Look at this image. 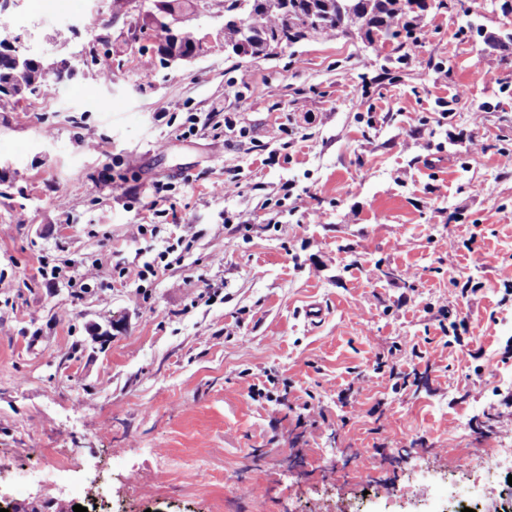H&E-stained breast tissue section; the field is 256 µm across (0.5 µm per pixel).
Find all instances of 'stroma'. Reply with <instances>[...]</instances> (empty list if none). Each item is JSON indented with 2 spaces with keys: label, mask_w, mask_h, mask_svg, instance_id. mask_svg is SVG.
<instances>
[{
  "label": "stroma",
  "mask_w": 512,
  "mask_h": 512,
  "mask_svg": "<svg viewBox=\"0 0 512 512\" xmlns=\"http://www.w3.org/2000/svg\"><path fill=\"white\" fill-rule=\"evenodd\" d=\"M47 2L22 46L76 76L0 112V499L73 512L91 480L112 512H444L457 457L512 448V0H428L399 51L147 78L151 30ZM184 229L145 295L118 278ZM93 260L79 296L37 272ZM269 376L279 401L248 397Z\"/></svg>",
  "instance_id": "stroma-1"
}]
</instances>
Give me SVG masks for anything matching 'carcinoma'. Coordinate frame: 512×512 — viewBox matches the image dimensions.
Returning <instances> with one entry per match:
<instances>
[{
  "instance_id": "1",
  "label": "carcinoma",
  "mask_w": 512,
  "mask_h": 512,
  "mask_svg": "<svg viewBox=\"0 0 512 512\" xmlns=\"http://www.w3.org/2000/svg\"><path fill=\"white\" fill-rule=\"evenodd\" d=\"M418 9L425 10L421 0H250L249 24L258 41L253 54H267L269 43L279 38H333L350 28L363 33L367 40L379 35L382 42H391L400 37L398 27L402 18ZM156 37L152 49H139L140 65L144 66L142 72L146 74L163 64L165 54L173 47L185 55L199 49V30L191 25L178 31L173 44L160 31L156 32ZM14 73L12 59L1 52L0 110L15 105L19 99L11 85ZM68 77L67 72L54 78L45 77L40 59L31 57L26 64L24 82L29 94L41 96L52 83Z\"/></svg>"
}]
</instances>
